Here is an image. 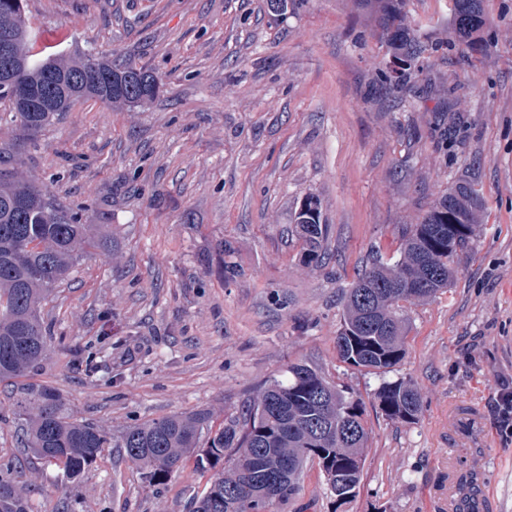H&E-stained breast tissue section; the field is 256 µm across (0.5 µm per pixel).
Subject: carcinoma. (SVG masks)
Wrapping results in <instances>:
<instances>
[{"mask_svg": "<svg viewBox=\"0 0 512 512\" xmlns=\"http://www.w3.org/2000/svg\"><path fill=\"white\" fill-rule=\"evenodd\" d=\"M383 28L393 57L412 67L427 51L414 30L402 23L405 0H361ZM454 28L471 52L486 53L487 18L482 0H454ZM14 32V69L35 86L54 84L53 112H24L14 90L0 84L8 104L11 137L0 142V381L23 379L15 420L26 451L57 467L63 477H79L111 437L67 412L66 399L31 380L51 349L50 326L41 305L67 280L71 269L95 243L92 225L79 208L59 200L40 181L23 176V147L69 111L79 99L104 104L141 105L159 92L157 78L121 60L84 53L70 65L48 55L28 54L32 35L23 0H0V30ZM475 184L461 179L444 193L418 224L405 227L398 254L377 251L355 275L343 302L336 352L341 362L379 377L395 370L406 355L409 331L404 303L424 302L449 288L458 257L476 225L466 223V193ZM305 244V262L324 259L328 225H296ZM379 410L393 421L413 423L422 410L415 383L382 380L374 392ZM371 431L363 403L331 385L307 364L292 363L249 400L242 414L213 427L204 412L173 414L127 429L116 447L150 479L174 473L188 455L211 472L193 512H279L303 487L305 470L318 468L326 490L339 502L359 492ZM36 484L0 468V512H33Z\"/></svg>", "mask_w": 512, "mask_h": 512, "instance_id": "obj_1", "label": "carcinoma"}]
</instances>
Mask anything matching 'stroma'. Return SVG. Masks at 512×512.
Returning a JSON list of instances; mask_svg holds the SVG:
<instances>
[{
  "mask_svg": "<svg viewBox=\"0 0 512 512\" xmlns=\"http://www.w3.org/2000/svg\"><path fill=\"white\" fill-rule=\"evenodd\" d=\"M452 0H406L433 50L393 83L359 0H26L35 38L93 51L160 81L140 106L80 99L25 152L62 200L83 204L92 248L42 308L38 378L112 439L190 412L240 415L291 363L360 399L371 431L360 491L340 504L318 471L284 512H512V438L496 396L512 385V0H483L487 57L454 34ZM473 172L481 222L452 286L407 305L393 378L422 398L413 424L378 409L374 376L339 361L342 292L372 249L400 247L449 182ZM317 201L322 265L291 235ZM16 389L0 382V464L35 479L34 512H189L207 473L152 482L108 448L74 481L24 452Z\"/></svg>",
  "mask_w": 512,
  "mask_h": 512,
  "instance_id": "35a3bbf8",
  "label": "stroma"
}]
</instances>
